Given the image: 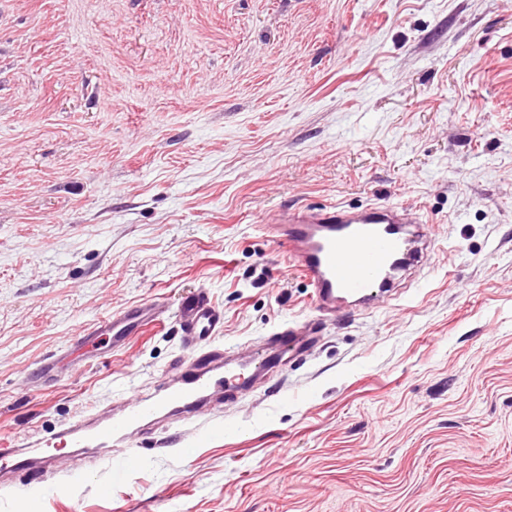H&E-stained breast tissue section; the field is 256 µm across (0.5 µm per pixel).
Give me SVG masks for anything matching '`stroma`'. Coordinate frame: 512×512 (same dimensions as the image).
I'll return each instance as SVG.
<instances>
[{"mask_svg": "<svg viewBox=\"0 0 512 512\" xmlns=\"http://www.w3.org/2000/svg\"><path fill=\"white\" fill-rule=\"evenodd\" d=\"M373 201L430 219L395 299L0 512H512V0H0L1 436L189 362L170 319L27 382L129 306L203 288L265 348L313 310L264 224Z\"/></svg>", "mask_w": 512, "mask_h": 512, "instance_id": "stroma-1", "label": "stroma"}]
</instances>
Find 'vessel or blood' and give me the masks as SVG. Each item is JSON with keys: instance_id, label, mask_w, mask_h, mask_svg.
Returning <instances> with one entry per match:
<instances>
[{"instance_id": "1", "label": "vessel or blood", "mask_w": 512, "mask_h": 512, "mask_svg": "<svg viewBox=\"0 0 512 512\" xmlns=\"http://www.w3.org/2000/svg\"><path fill=\"white\" fill-rule=\"evenodd\" d=\"M426 230L419 214L380 202L281 210L267 231L285 246L290 266L306 279L315 316L272 332L274 350L260 362V369L278 366L282 354L299 357L312 349L326 319L381 301L422 261ZM164 315L160 303H143L94 323L80 341L102 338L117 350L143 329L161 325ZM175 320L193 356L180 377L159 378L148 397L125 403L120 411L97 408L65 425L55 435L61 446L106 458L114 477H122L138 454L135 437L143 423L179 420L203 408L214 395L239 386L234 362L225 360L223 349L215 344L224 330V312L207 291L185 298ZM61 461V455L42 447L40 441L0 440L2 473L42 483Z\"/></svg>"}]
</instances>
